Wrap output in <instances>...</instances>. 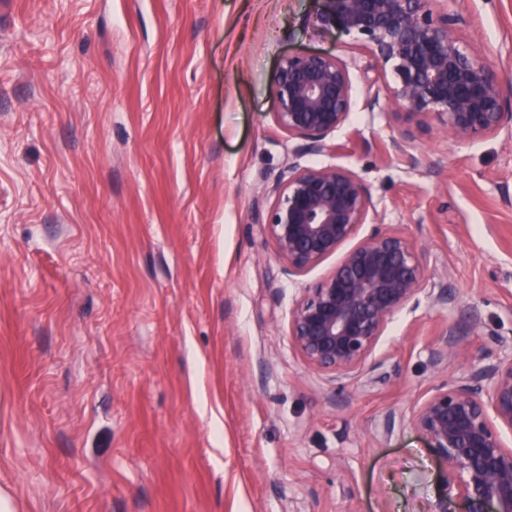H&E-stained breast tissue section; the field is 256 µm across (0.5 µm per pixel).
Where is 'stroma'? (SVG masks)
<instances>
[{
  "label": "stroma",
  "mask_w": 512,
  "mask_h": 512,
  "mask_svg": "<svg viewBox=\"0 0 512 512\" xmlns=\"http://www.w3.org/2000/svg\"><path fill=\"white\" fill-rule=\"evenodd\" d=\"M321 0H0V488L17 512H436L444 463L381 435L466 364L436 361L468 304L474 352L512 343V139L468 146L367 111L365 49L317 31ZM512 82V0H442ZM347 63L331 150L426 258L380 371L336 391L288 337L305 288L261 223L296 143L282 55ZM408 134L418 166L388 155Z\"/></svg>",
  "instance_id": "obj_1"
}]
</instances>
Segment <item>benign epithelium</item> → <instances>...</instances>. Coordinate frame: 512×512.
I'll use <instances>...</instances> for the list:
<instances>
[{"mask_svg":"<svg viewBox=\"0 0 512 512\" xmlns=\"http://www.w3.org/2000/svg\"><path fill=\"white\" fill-rule=\"evenodd\" d=\"M316 22L340 31L370 55L382 84L366 98L370 111L386 101L426 129L459 144L512 132V91L485 48L463 38L470 17L437 8L439 0H323ZM279 127L299 144L295 157L264 193L272 198L265 224L282 271L302 276L354 242L289 314V340L305 364L342 388L355 380L398 312L448 303V290L426 292L424 254L405 233L374 222L369 186L339 165L306 167L299 159L330 148L348 119L353 86L348 66L334 56L296 52L271 75ZM406 136L389 153L417 164ZM463 326L448 328L446 355L470 362L436 386L403 424L445 463L439 512H512V346L493 362L459 344L461 328L483 326L477 306Z\"/></svg>","mask_w":512,"mask_h":512,"instance_id":"1","label":"benign epithelium"}]
</instances>
